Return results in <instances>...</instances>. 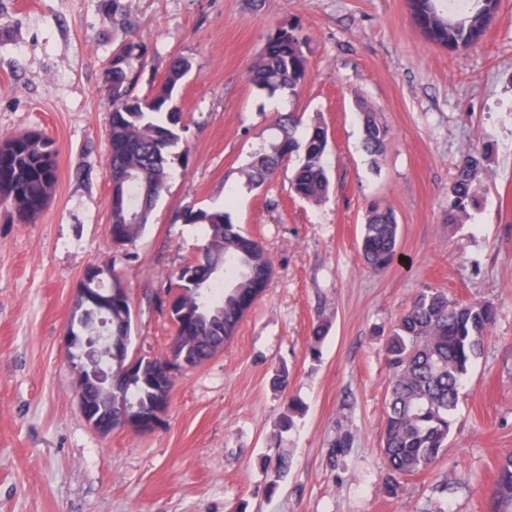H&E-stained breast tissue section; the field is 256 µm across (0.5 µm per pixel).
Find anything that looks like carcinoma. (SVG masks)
<instances>
[{
    "label": "carcinoma",
    "instance_id": "carcinoma-1",
    "mask_svg": "<svg viewBox=\"0 0 512 512\" xmlns=\"http://www.w3.org/2000/svg\"><path fill=\"white\" fill-rule=\"evenodd\" d=\"M415 26L429 40L456 51L477 45L492 21L498 0H465L455 6L449 0H408ZM307 37L291 23L277 26L268 36L260 59L251 67L252 85L270 95L297 94L310 65ZM144 56L135 42L112 55V85L107 87L110 122L107 136L111 147L112 242L135 245L151 210L167 189L170 178L168 149L177 140L174 94L191 69L184 57L172 60L164 81L145 98L131 95L138 74L133 61ZM363 148L370 157L380 154L386 129L372 105H358ZM328 131L314 124L301 128L293 112L282 114L273 134L239 173L246 184L258 188L277 171L295 161L291 191L299 198L320 202L329 191L324 164ZM480 153L464 157L448 187V222L469 215L478 200L473 185L483 171ZM136 171V181L124 175ZM54 140L42 131L0 139V202L15 206L19 221L30 224L40 216L57 184ZM185 220L205 226L207 243L203 255L180 269L182 286L172 301L171 319L175 335L187 336L178 357L195 368L212 358L233 335L237 325L263 292L272 274V264L261 244L232 223L228 211L213 209L191 212ZM400 234L394 214L371 207L362 225L360 250L374 272L389 268L396 259ZM112 314L70 313L67 326L78 337L74 347L80 355L85 342L101 334L130 336L132 309L127 288L112 276ZM498 316L490 302L461 303L436 288L421 289L409 309L394 325L386 340L392 377L381 435V453L387 463L384 492L396 496L403 490L401 478L429 469L448 447L452 416L459 390L472 362L481 354ZM112 390L120 397L152 409L159 395L145 378L131 386L116 378L112 382L90 380L88 391ZM491 512H512V458L500 466L491 493Z\"/></svg>",
    "mask_w": 512,
    "mask_h": 512
}]
</instances>
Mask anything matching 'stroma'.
<instances>
[{
	"label": "stroma",
	"instance_id": "35a3bbf8",
	"mask_svg": "<svg viewBox=\"0 0 512 512\" xmlns=\"http://www.w3.org/2000/svg\"><path fill=\"white\" fill-rule=\"evenodd\" d=\"M288 21L308 38L310 68L286 109L328 130L320 203L291 192V166L257 189L239 175L276 118L247 73ZM131 41L145 50L139 97L174 57L192 68L176 94L183 130L168 188L125 260L109 234L105 69ZM360 101L388 129L374 160ZM32 130L54 139L58 182L35 223L0 203V512H489L512 456V0L464 53L430 42L407 0H0V137ZM476 151L481 206L449 223L448 186ZM374 205L400 226V258L381 273L359 250ZM223 207L273 263L262 296L222 350L176 372L160 428L99 436L61 348L85 270L114 262L132 352L165 354L174 327L163 301L206 243L183 216ZM427 286L493 303L498 317L446 450L389 497L385 342ZM280 367L283 391L271 385ZM342 431L352 445L331 454ZM281 454L288 474L266 493L264 466Z\"/></svg>",
	"mask_w": 512,
	"mask_h": 512
}]
</instances>
